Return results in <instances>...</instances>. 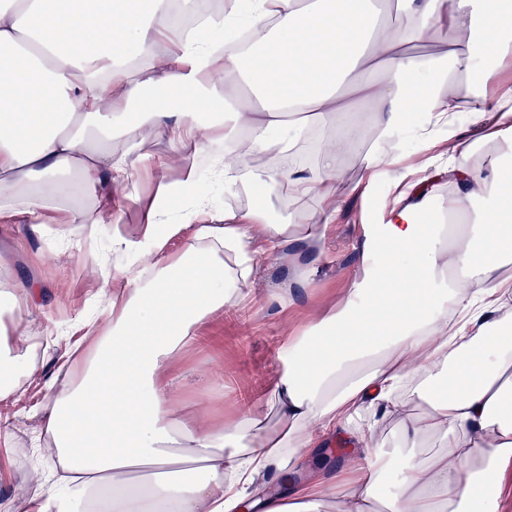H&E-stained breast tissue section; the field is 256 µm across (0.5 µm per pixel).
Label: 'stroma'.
<instances>
[{"mask_svg": "<svg viewBox=\"0 0 512 512\" xmlns=\"http://www.w3.org/2000/svg\"><path fill=\"white\" fill-rule=\"evenodd\" d=\"M342 167L335 182L339 210L325 242L316 247L304 240L288 244L284 254L300 255L297 267L286 264L283 255L260 253L257 271L243 290L244 302L213 315L183 349L172 369L174 399L180 407L203 412L217 426L241 417L281 369L288 341L301 335L315 316L334 311L338 299L362 280L360 243L380 230L395 171L382 169L369 182L350 159H343ZM156 189V180L137 178L120 190L116 232L135 231ZM210 194L217 215L262 206L274 221L301 224L316 208L312 200H290L282 189L259 196L216 187ZM194 231V225H185L167 236L159 251L145 242L137 250L116 253L108 232L101 239L72 245L73 227L59 213L50 214L38 231L23 214L15 215L12 223H0V269L39 291L36 307L22 322L38 370L0 402L1 502L20 505L41 498L46 490L35 473L37 467L51 464L47 445L38 436L40 414L53 400L61 364L89 345L83 337L86 314L105 311L113 280L121 278L129 264L179 255ZM346 445V439L329 436L301 466L302 475L317 472L329 483L323 512H337L342 498L336 482L347 461Z\"/></svg>", "mask_w": 512, "mask_h": 512, "instance_id": "35a3bbf8", "label": "stroma"}]
</instances>
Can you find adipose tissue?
Instances as JSON below:
<instances>
[{
  "mask_svg": "<svg viewBox=\"0 0 512 512\" xmlns=\"http://www.w3.org/2000/svg\"><path fill=\"white\" fill-rule=\"evenodd\" d=\"M392 9L398 24H381ZM242 26L254 44L246 55L224 46ZM439 34L448 49L432 61L410 53ZM162 44L170 51L160 61ZM461 60L473 75L481 61L512 62V0H226L218 11L201 0H0V222L24 213L41 224L61 211L80 239L101 236L120 219L113 195L141 172L143 126L173 145L194 143L228 192L253 186L254 155L289 151L330 126L320 179L280 168L262 181L318 198L314 237L324 240L358 104L370 105L387 146L359 159L372 178L398 162L404 127L434 147V129L461 107L467 127L512 140V82L474 93L441 68ZM153 87L164 103L148 98ZM447 153L442 165L425 157L417 180L395 177L383 235L363 245L382 256L357 287L368 304L311 323L264 397L221 427L177 412L170 365L210 316L243 302L253 240L264 236L274 252L295 230L262 207L199 223L209 203L195 167L159 182L138 237L113 236V249L160 243L177 212L196 231L179 256L125 272L113 291L108 326L42 418L63 474L28 512H321L322 477L298 475L334 432L351 441L338 512H503L512 500V333L503 329L512 284L493 275L512 253V198L495 199L480 224L444 243L419 220L428 193L451 184L453 214L489 195L502 172L474 161L470 138ZM30 301L28 287L0 281V306L13 315L0 320V400L32 370L14 352ZM413 398L428 412L385 447L379 421ZM435 436L441 451L423 456ZM266 479L288 486L289 499L262 492Z\"/></svg>",
  "mask_w": 512,
  "mask_h": 512,
  "instance_id": "adipose-tissue-1",
  "label": "adipose tissue"
}]
</instances>
